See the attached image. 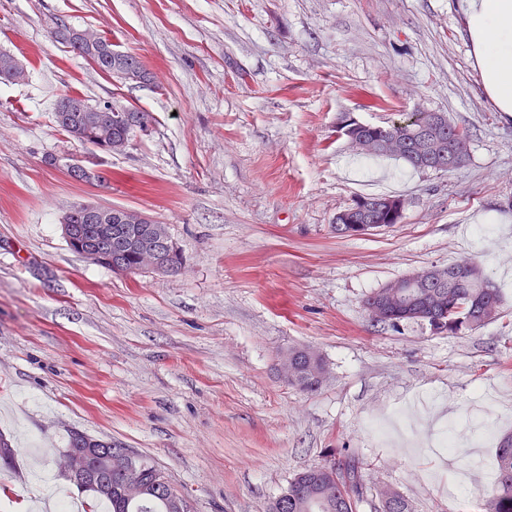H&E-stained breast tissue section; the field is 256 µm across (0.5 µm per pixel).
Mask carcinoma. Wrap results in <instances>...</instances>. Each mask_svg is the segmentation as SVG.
I'll use <instances>...</instances> for the list:
<instances>
[{
  "label": "carcinoma",
  "mask_w": 512,
  "mask_h": 512,
  "mask_svg": "<svg viewBox=\"0 0 512 512\" xmlns=\"http://www.w3.org/2000/svg\"><path fill=\"white\" fill-rule=\"evenodd\" d=\"M75 33V29L62 25L54 31V38L92 64L101 66L104 73L111 74L114 69L122 67V60L112 57V42L108 38L93 30L94 42L88 44L75 40ZM73 98L83 104V110L54 112V122L59 131L85 148L99 149L107 143L123 146L125 135L131 130L106 122V113L98 111V105L83 96L75 94ZM423 119L424 113L413 112L391 126V133L399 139L407 138ZM83 211L84 205L74 204L64 219L73 224L76 237L91 242L95 240V225L82 219ZM454 266L469 267L471 271L448 280L444 287L427 281H418L409 288H393L388 283L374 294L367 295L364 304H370L376 294L392 310L400 311L417 300L435 309L439 318L444 317L442 310L448 311L453 307L471 312L475 305H499V288L473 261L460 260ZM284 354L288 356L289 366L287 385L305 393L316 391L327 375L323 357L307 347H290ZM17 456L18 449L0 433V469H13ZM136 459L137 467L124 475L114 473L108 460H98L99 480L94 484H79L77 489L86 494L91 507L105 502L110 506V512H190L184 493L179 491L172 498L156 494L152 477L158 466L140 454ZM360 469V462L348 457L339 465L331 460L323 466L301 471L289 481L286 506L282 509L276 507L281 502L278 497L271 506V512H356L358 504L367 497V489L359 481ZM386 496L387 499L382 501L383 512H408L405 499L397 491L391 489ZM479 512H512L511 436L503 438L497 449V482L492 494L480 503Z\"/></svg>",
  "instance_id": "obj_1"
}]
</instances>
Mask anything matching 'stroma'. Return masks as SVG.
Wrapping results in <instances>:
<instances>
[{"mask_svg": "<svg viewBox=\"0 0 512 512\" xmlns=\"http://www.w3.org/2000/svg\"><path fill=\"white\" fill-rule=\"evenodd\" d=\"M456 0H0V430L19 449L0 477L18 502H83L59 460L69 431L149 457L193 512H269L293 475L331 453L362 462L409 512H477L512 434V115L480 87ZM93 28L135 55L125 83L54 41ZM149 113L126 152L89 155L57 130L62 94ZM444 112L469 134L447 172L353 151L340 128ZM94 159L79 183L47 154ZM365 194L407 202L359 236L336 216ZM76 203L168 224L175 275H117L71 252ZM463 258L501 293L473 331L371 323L364 298ZM316 350L307 394L279 351Z\"/></svg>", "mask_w": 512, "mask_h": 512, "instance_id": "stroma-1", "label": "stroma"}]
</instances>
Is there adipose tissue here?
I'll return each instance as SVG.
<instances>
[{
  "mask_svg": "<svg viewBox=\"0 0 512 512\" xmlns=\"http://www.w3.org/2000/svg\"><path fill=\"white\" fill-rule=\"evenodd\" d=\"M458 8L482 91L512 115V0H460Z\"/></svg>",
  "mask_w": 512,
  "mask_h": 512,
  "instance_id": "1",
  "label": "adipose tissue"
}]
</instances>
